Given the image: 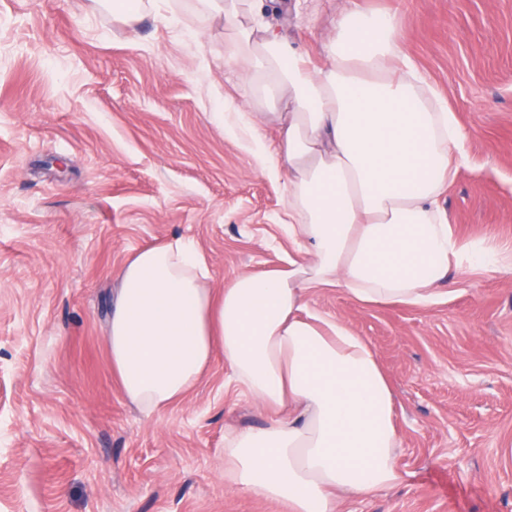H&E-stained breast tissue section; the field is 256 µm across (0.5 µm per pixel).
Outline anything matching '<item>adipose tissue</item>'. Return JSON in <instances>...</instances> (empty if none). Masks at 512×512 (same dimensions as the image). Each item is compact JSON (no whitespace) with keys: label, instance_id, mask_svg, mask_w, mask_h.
Wrapping results in <instances>:
<instances>
[{"label":"adipose tissue","instance_id":"obj_1","mask_svg":"<svg viewBox=\"0 0 512 512\" xmlns=\"http://www.w3.org/2000/svg\"><path fill=\"white\" fill-rule=\"evenodd\" d=\"M224 20L225 65L243 64V111L225 114L265 175L284 178L295 247L281 268L209 286L202 252L176 237L137 251L119 274L108 344L125 398L151 414L203 378L223 352L232 378L278 414L224 437L233 490L337 512L399 482L391 386L370 343L313 310L344 288L365 304L425 307L469 253L442 199L467 162L464 135L401 50L394 13L342 11L324 67L260 25L262 0H200ZM277 126L274 147L262 141Z\"/></svg>","mask_w":512,"mask_h":512}]
</instances>
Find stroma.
Listing matches in <instances>:
<instances>
[{
	"label": "stroma",
	"instance_id": "1",
	"mask_svg": "<svg viewBox=\"0 0 512 512\" xmlns=\"http://www.w3.org/2000/svg\"><path fill=\"white\" fill-rule=\"evenodd\" d=\"M344 0L264 21L312 67ZM402 11V50L455 113L468 157L443 204L493 250L425 308L310 305L374 347L396 397L402 479L339 512H512V0H355ZM224 28L197 0L132 26L112 0H0V512H290L229 490L224 434L271 416L215 354L202 382L147 415L107 343L126 260L191 239L222 289L277 268L284 179L224 130L245 100Z\"/></svg>",
	"mask_w": 512,
	"mask_h": 512
}]
</instances>
